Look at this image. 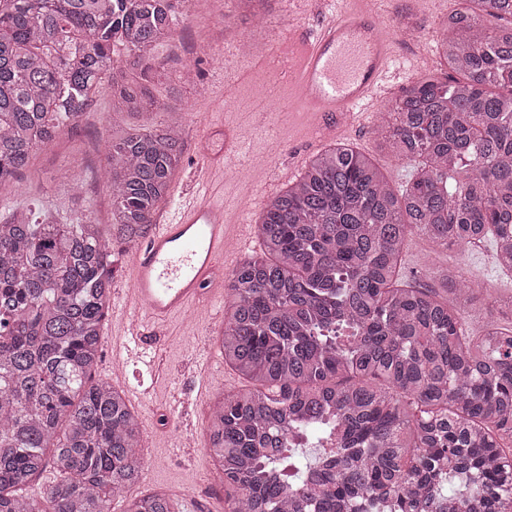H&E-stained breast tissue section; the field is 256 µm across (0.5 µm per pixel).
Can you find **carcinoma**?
Wrapping results in <instances>:
<instances>
[{"instance_id":"obj_1","label":"carcinoma","mask_w":512,"mask_h":512,"mask_svg":"<svg viewBox=\"0 0 512 512\" xmlns=\"http://www.w3.org/2000/svg\"><path fill=\"white\" fill-rule=\"evenodd\" d=\"M189 0H0V183L112 81V111L155 106L147 56ZM441 25L440 64L387 107L382 146L418 162L395 192L337 144L275 195L262 255L224 279L222 393L208 450L224 512H512V325L473 334L480 289L439 268L444 291L399 281L414 235L436 251L492 240L512 273V0H466ZM162 128L111 138L112 223L0 224V512H178L130 497L140 422L92 381L112 297V243L144 238L182 163L176 108ZM313 441L311 458L290 441ZM333 442V447L323 444ZM60 479L32 495L46 469Z\"/></svg>"}]
</instances>
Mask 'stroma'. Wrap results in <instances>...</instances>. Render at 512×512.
Here are the masks:
<instances>
[{"label":"stroma","mask_w":512,"mask_h":512,"mask_svg":"<svg viewBox=\"0 0 512 512\" xmlns=\"http://www.w3.org/2000/svg\"><path fill=\"white\" fill-rule=\"evenodd\" d=\"M458 0H384L381 13L389 25H399L402 16L414 14L424 36L423 44L394 42L392 73L398 77L391 96L419 73L415 60L428 51V66H436L434 35L445 12ZM293 20L287 0H269L261 26H252L237 10H226L225 0H191L186 15L180 18L173 39L157 43L150 51L156 65L151 93L157 102L146 112H116L112 109V86L101 85L88 110L64 127L56 142L39 150L15 180L0 185V223L13 213L25 211L33 216L52 213L69 223L112 221V198L104 189L99 173L109 140L130 129L149 130L169 121V106L181 107L186 130L183 161L176 172L165 206L185 199L197 176L200 160L198 140L203 127L224 120L243 121L247 106L265 86L264 73H250L234 84L224 78V54L243 37L263 44L275 39L281 28ZM243 157L267 154L279 163L298 157L313 158L321 147L306 133L298 118L284 112L272 113L266 126L247 128ZM344 140L372 157L393 187H400L414 169L412 161L399 159L381 149L373 125L350 130ZM450 264L462 268L466 278L482 286L480 303L468 312L469 327L480 333L486 314L494 302L512 298V274L499 271L493 263V246L482 243L475 249L436 253L427 239L411 237L403 256V275L416 286L433 287V272ZM224 328L223 314L199 320L190 310L172 324L169 342L160 351L166 373L159 382L156 398L134 404L144 432V467L141 492H165L192 506L193 512H224V492L213 478L214 465L206 448L209 417L222 392L242 386V378L224 363L218 351V338ZM216 353L209 374L197 365L199 352ZM209 378L206 398H198L202 378Z\"/></svg>","instance_id":"1"}]
</instances>
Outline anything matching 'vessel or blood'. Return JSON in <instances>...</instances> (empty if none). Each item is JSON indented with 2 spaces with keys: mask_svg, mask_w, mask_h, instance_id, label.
Wrapping results in <instances>:
<instances>
[{
  "mask_svg": "<svg viewBox=\"0 0 512 512\" xmlns=\"http://www.w3.org/2000/svg\"><path fill=\"white\" fill-rule=\"evenodd\" d=\"M294 2L300 21L285 38L297 53L289 65V92L273 110L296 113L312 136L330 138L367 116L380 97L394 51L382 18L366 0ZM243 138L236 125H210L200 153L205 175L224 179L236 171ZM248 243L247 229H233L223 202L205 195L181 202L152 225L145 242L132 250L128 286L115 304L118 315L143 309L148 317L114 334L113 379L122 380L125 363L133 359L158 371V359L145 351V342L161 344L170 320L197 304H222L224 268Z\"/></svg>",
  "mask_w": 512,
  "mask_h": 512,
  "instance_id": "b4317fda",
  "label": "vessel or blood"
}]
</instances>
